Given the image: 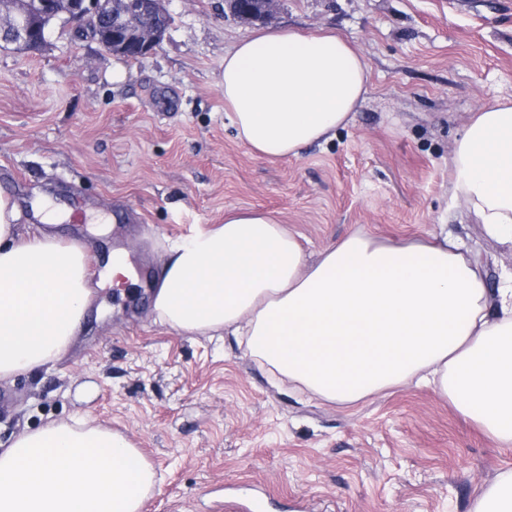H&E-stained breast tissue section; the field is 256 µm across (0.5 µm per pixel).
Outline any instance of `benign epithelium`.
<instances>
[{
	"label": "benign epithelium",
	"instance_id": "obj_1",
	"mask_svg": "<svg viewBox=\"0 0 512 512\" xmlns=\"http://www.w3.org/2000/svg\"><path fill=\"white\" fill-rule=\"evenodd\" d=\"M44 17L92 36L106 52L144 57L164 40L166 29L144 11L140 0H38ZM280 0H260L259 8L235 14L243 21L273 22ZM55 26L33 23L19 9L0 3V40L41 51L50 44Z\"/></svg>",
	"mask_w": 512,
	"mask_h": 512
}]
</instances>
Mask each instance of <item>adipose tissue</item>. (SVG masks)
<instances>
[{"mask_svg": "<svg viewBox=\"0 0 512 512\" xmlns=\"http://www.w3.org/2000/svg\"><path fill=\"white\" fill-rule=\"evenodd\" d=\"M369 76L337 33H256L224 55L225 116L252 155L296 157L352 122ZM452 196L512 245V101L480 108L457 141ZM18 218L0 193V380L65 355L96 296L85 248ZM152 312L179 332L239 337L328 401L418 380L512 446V276L489 293L461 242L356 231L310 263L275 215L231 211L164 247ZM156 484L137 448L81 415L0 450V512H142Z\"/></svg>", "mask_w": 512, "mask_h": 512, "instance_id": "obj_1", "label": "adipose tissue"}]
</instances>
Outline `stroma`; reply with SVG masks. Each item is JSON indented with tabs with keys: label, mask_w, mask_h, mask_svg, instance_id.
Instances as JSON below:
<instances>
[{
	"label": "stroma",
	"mask_w": 512,
	"mask_h": 512,
	"mask_svg": "<svg viewBox=\"0 0 512 512\" xmlns=\"http://www.w3.org/2000/svg\"><path fill=\"white\" fill-rule=\"evenodd\" d=\"M152 54L113 56L72 32L40 53L0 48V191L19 224H42L102 265L132 268L97 292L67 358L0 382V448L82 415L121 433L159 481L142 512H215L225 492L257 512H470L512 471L434 388L409 384L337 405L280 379L236 337L156 323L147 281L163 246L223 223L280 215L308 260L355 230L391 242L448 233L476 254L488 287L512 246L488 237L450 193L473 112L512 100V0H281L273 29L340 33L363 54L369 90L353 122L297 158L254 157L224 116V54L262 31L224 0H168Z\"/></svg>",
	"instance_id": "stroma-1"
}]
</instances>
